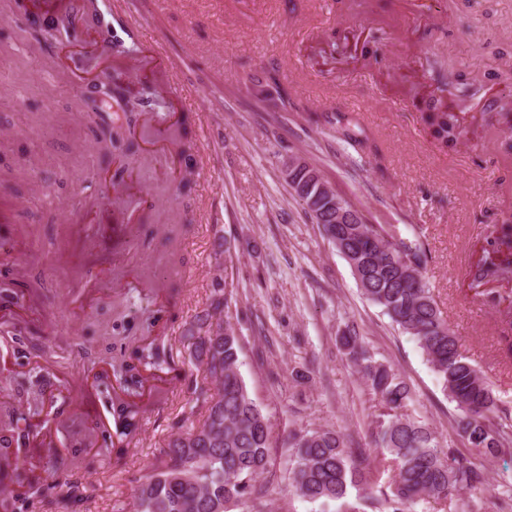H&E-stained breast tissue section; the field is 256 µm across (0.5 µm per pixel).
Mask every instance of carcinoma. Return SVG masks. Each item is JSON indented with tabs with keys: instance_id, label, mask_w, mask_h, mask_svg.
I'll return each instance as SVG.
<instances>
[{
	"instance_id": "carcinoma-1",
	"label": "carcinoma",
	"mask_w": 512,
	"mask_h": 512,
	"mask_svg": "<svg viewBox=\"0 0 512 512\" xmlns=\"http://www.w3.org/2000/svg\"><path fill=\"white\" fill-rule=\"evenodd\" d=\"M138 107L143 102L124 100L118 83L99 103L100 111L118 113L115 122L122 120L121 112L130 115L125 133L127 152L133 156L138 145L131 114ZM424 111L434 139L445 147L455 144L461 135L458 116L431 102ZM166 151L171 159L170 176L180 188H187L200 165L190 115L181 116ZM324 229L340 239L338 252L348 262L362 294L425 355L443 392L455 403V434L484 460L512 453V416L499 409L482 372L459 352L458 337L441 318L430 288L416 278L424 256L421 245L396 237L380 224H326ZM179 235L174 226L167 236L166 262L172 268L182 262ZM468 278L478 284L512 279V224H501L493 248L483 251ZM150 292L168 310H177L181 288L165 284ZM233 299L231 289H211L207 308L196 314L186 330L192 340L190 356L203 367L215 392L203 400V422L168 442L165 468L139 479L133 490V512H228L256 493V481L267 470L271 425L250 397L240 373V339L230 321H221ZM337 341L383 406L371 421V431L376 446L386 450L394 476L387 486H379L366 459L352 455L340 431L305 429L293 435L288 456L295 494L312 502L340 501L345 512L359 510L358 502L349 501L354 490L363 492L379 512H411L417 502L430 500L447 503L448 512H473L490 491L485 471L453 446H443L437 431L407 413L410 385L400 373L374 359L355 328L342 331ZM498 345L512 356V316L506 317ZM146 356L154 359L155 370L165 372V335L125 349L114 359L113 368L138 386V367ZM168 400L163 386L155 387L145 401L113 400L112 419L122 431L115 441L102 434L97 454L121 462L138 441L139 417ZM19 439L13 428L0 434V512L29 508L43 495L49 475L76 466L82 453L76 447L42 462L20 456Z\"/></svg>"
}]
</instances>
